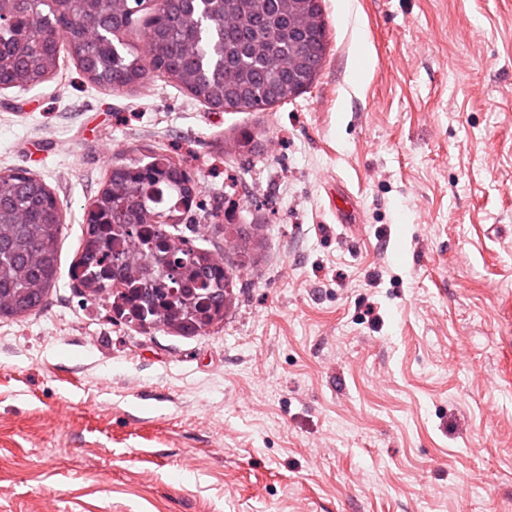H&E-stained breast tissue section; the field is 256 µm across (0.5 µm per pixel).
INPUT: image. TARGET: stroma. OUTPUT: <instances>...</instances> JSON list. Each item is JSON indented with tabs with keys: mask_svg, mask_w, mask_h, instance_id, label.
<instances>
[{
	"mask_svg": "<svg viewBox=\"0 0 512 512\" xmlns=\"http://www.w3.org/2000/svg\"><path fill=\"white\" fill-rule=\"evenodd\" d=\"M322 9L315 81L259 112L67 58L0 88V169L64 211L46 304L0 318V512H512V0ZM147 145L184 150L194 223L263 240L204 336L113 322L71 279L86 206Z\"/></svg>",
	"mask_w": 512,
	"mask_h": 512,
	"instance_id": "obj_1",
	"label": "stroma"
}]
</instances>
